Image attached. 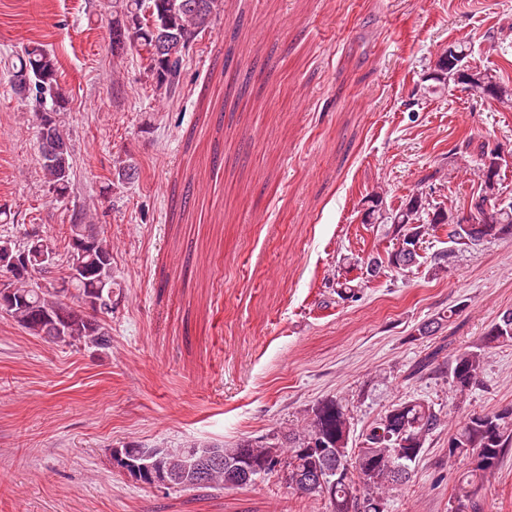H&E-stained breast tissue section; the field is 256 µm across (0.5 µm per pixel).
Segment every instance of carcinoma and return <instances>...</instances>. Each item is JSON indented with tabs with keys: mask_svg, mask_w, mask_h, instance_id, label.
<instances>
[{
	"mask_svg": "<svg viewBox=\"0 0 512 512\" xmlns=\"http://www.w3.org/2000/svg\"><path fill=\"white\" fill-rule=\"evenodd\" d=\"M121 9L137 24L123 28V35L111 31V43L120 49L133 46L145 60L147 76L155 89L172 92L178 85L186 57L179 46L168 58L156 52V41L165 37L175 42L194 43L211 28L213 19L223 11L224 0H120ZM14 86L25 94H34V110L39 135V165L45 182L55 198L66 200L73 193L71 148L61 114L68 110L69 99H56L53 91L61 89L57 79V60L43 45L33 42L4 61ZM434 70L442 77L426 87L429 94L448 90V59L438 55ZM423 194L415 191L397 209L368 200V223L386 225L385 236L395 237L423 229V236L439 229L446 232L448 249L430 257V271L439 276L448 271V259L473 247L467 225L458 221L453 206L434 204L431 212L422 207ZM487 243L512 237V204L492 209L491 221L481 224ZM101 235L100 248L87 249L82 243L88 233ZM66 268L53 259L52 271L42 274V256L56 253L48 238L34 231L18 242L0 237V272L8 274L0 283V313L10 317L29 335L56 344L92 345L108 349L112 345V245L99 224L87 223L78 212L67 228ZM26 257L29 267L11 269L12 259ZM363 264L377 278L386 271L397 274L420 268L423 256L417 254L406 267L394 265L392 255H369ZM364 278L337 275L336 296L341 301L357 297ZM97 295L100 305L90 311L79 309L86 295ZM512 346V310L502 313L479 342L457 351L448 362L450 387L455 396L467 397L479 382L486 355L490 350ZM442 411L426 400L412 398L389 406L362 432L360 441L350 446L352 422L342 400L331 397L319 401L307 411L301 427L282 438L256 443L249 440L231 448L190 446L177 452L163 451L164 471L174 476L172 485L203 489L211 486H240L243 471L233 466L239 458L258 464L259 477L283 471L298 481L288 482L299 492L328 500L331 512H376L374 502L390 506L388 491L409 480L426 441L440 428ZM512 451V406L494 412H474L448 427V458L467 459V469L460 475L453 502L476 509L475 497L484 481L495 474L502 460ZM348 465L352 472L336 485L335 493L322 485L305 483L311 475L332 477L336 466Z\"/></svg>",
	"mask_w": 512,
	"mask_h": 512,
	"instance_id": "1",
	"label": "carcinoma"
}]
</instances>
